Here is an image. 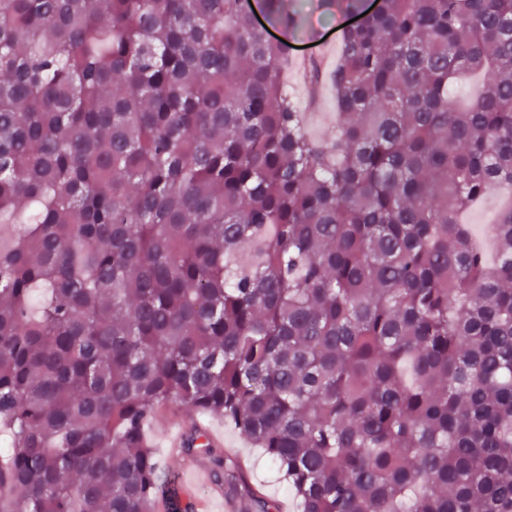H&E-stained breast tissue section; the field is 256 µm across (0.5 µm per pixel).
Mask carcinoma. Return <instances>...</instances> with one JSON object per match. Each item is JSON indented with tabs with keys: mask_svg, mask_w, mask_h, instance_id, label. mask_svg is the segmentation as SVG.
<instances>
[{
	"mask_svg": "<svg viewBox=\"0 0 512 512\" xmlns=\"http://www.w3.org/2000/svg\"><path fill=\"white\" fill-rule=\"evenodd\" d=\"M339 40L314 139L247 0H0V512H156L172 405L299 512H512V204L492 260L461 220L512 190V0ZM202 420L223 440L221 448L217 450L223 452L224 463L234 471L237 477L239 490L237 498L230 497L224 486V509L228 510L225 504L227 503L229 511L239 512V500L244 499L241 493L248 489L276 503L279 512H297L287 481L270 464L261 448L253 447L242 434L229 426H224V421L218 418ZM224 509L220 512H226Z\"/></svg>",
	"mask_w": 512,
	"mask_h": 512,
	"instance_id": "1",
	"label": "carcinoma"
}]
</instances>
